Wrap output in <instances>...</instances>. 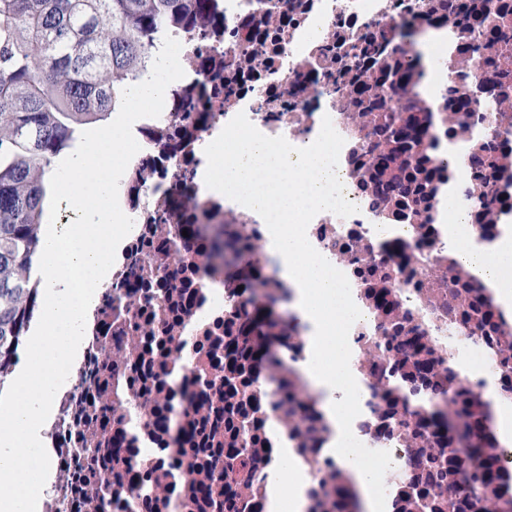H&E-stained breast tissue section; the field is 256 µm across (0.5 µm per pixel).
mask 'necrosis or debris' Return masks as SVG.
Returning <instances> with one entry per match:
<instances>
[{
	"mask_svg": "<svg viewBox=\"0 0 512 512\" xmlns=\"http://www.w3.org/2000/svg\"><path fill=\"white\" fill-rule=\"evenodd\" d=\"M438 2L203 0L191 26L168 25L149 44L130 84L150 76L168 35L181 44L185 75L167 87L159 117L132 126L140 149L118 199L134 225L120 263L97 290L82 359L54 398L56 415L45 432L54 481L42 512H190L189 461L223 470L224 318L245 296L285 286L269 271L277 262L271 223L217 195L202 176L241 136L292 158L324 144L335 152L338 180L329 205L310 207L294 225L310 259L338 273L348 300L363 312L339 330L348 374L360 385L346 428L362 453L390 457L403 472L413 464L410 441L381 424L388 405L372 370L380 359L376 342L397 324L420 336L439 367L475 395L512 404L490 345L459 336L448 315L449 288H471L492 312L496 335L512 336V311L454 258L448 240L455 218L474 245L491 246L512 218V113L479 112L468 130L449 129L448 84L456 76ZM405 30L420 36L438 84L428 98L408 78L398 82L403 115L422 131L417 155L428 186L410 202L391 195L379 206L372 183H390L396 169H379L378 121L349 110L326 49L383 36L393 60L402 62L413 51ZM476 138L488 144L490 166L479 179L468 166L450 177L449 145L465 158ZM486 192L497 196L488 209L478 203ZM227 224L242 242L260 247L249 282L210 258L206 235ZM280 317L289 336L278 347V363L259 375L254 406L269 412L292 448L300 445L298 423L320 425L316 458L296 459L310 482L335 463L328 451L334 429L310 392L302 393L306 410L294 418L271 410L284 370L309 358L307 328L296 311L286 308ZM151 333L159 343L147 353L143 340ZM160 483L169 492L158 494Z\"/></svg>",
	"mask_w": 512,
	"mask_h": 512,
	"instance_id": "obj_1",
	"label": "necrosis or debris"
}]
</instances>
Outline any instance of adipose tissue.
Here are the masks:
<instances>
[{
  "label": "adipose tissue",
  "mask_w": 512,
  "mask_h": 512,
  "mask_svg": "<svg viewBox=\"0 0 512 512\" xmlns=\"http://www.w3.org/2000/svg\"><path fill=\"white\" fill-rule=\"evenodd\" d=\"M233 157L217 170L215 179L227 198L245 199L273 222L276 256L282 278L296 291L295 307L309 326L310 358L304 373L321 397V406L336 427L330 452L337 465L353 479L361 494L365 512H386L384 502L374 491L381 476V465H370L356 457L345 423L355 413L353 402L341 399V390L357 392L358 383L344 369L346 351L329 348L339 316L353 308L341 294L337 273L323 271L305 261V245L297 230L282 225L283 216L298 214L306 206L330 200L331 152L320 149L289 164L280 153L249 137L238 138ZM453 255L493 291L497 301L512 308V228L507 229L492 252L474 248L460 236L458 224L448 226ZM275 469L269 485V512H301L304 506V479L294 466L292 451L283 439H276L272 451Z\"/></svg>",
  "instance_id": "ef3b65f1"
}]
</instances>
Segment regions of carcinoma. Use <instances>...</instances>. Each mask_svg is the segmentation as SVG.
<instances>
[{"label": "carcinoma", "instance_id": "1", "mask_svg": "<svg viewBox=\"0 0 512 512\" xmlns=\"http://www.w3.org/2000/svg\"><path fill=\"white\" fill-rule=\"evenodd\" d=\"M197 12V0H0V390L8 382L4 358L19 353L23 319L34 299L26 283L40 257L38 226L44 224L48 174L54 160L69 151L88 126L106 121L121 105L122 90L142 60L147 42L172 20ZM448 22L470 35L468 49L454 60L463 81L448 84V127L467 128L471 113L512 112V5L506 0H448ZM386 43L365 36L345 51L336 43V76L344 81L353 111L386 112V145L378 165L402 157V176L391 184L396 195H412L419 140L415 121L396 115L398 91ZM215 260L238 269L244 279L256 269L229 231L211 248ZM281 297H248L224 321V480L214 493L211 469L202 466L195 482L204 504L218 512H245L260 495L259 474L273 456L264 416L251 409L254 359L276 362L269 348L286 336L275 316ZM492 314L470 301L461 323L468 337L484 329ZM239 335H231L233 327ZM385 337L380 348L390 359L394 379L381 384L397 405L417 401L429 388L448 396V419L425 411L404 413L400 426L411 442L414 469L399 480L390 512H512V465L494 440L489 402L438 373L419 336ZM499 346L503 374L512 372V338L489 336ZM273 410L292 417L305 410L290 373L281 377ZM303 512H364L352 479L339 467L321 473L308 490Z\"/></svg>", "mask_w": 512, "mask_h": 512}]
</instances>
